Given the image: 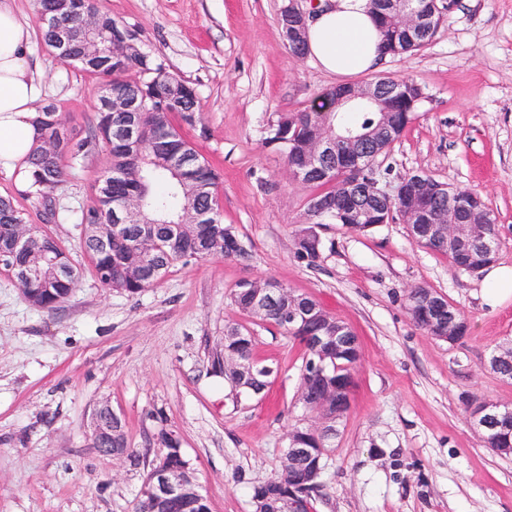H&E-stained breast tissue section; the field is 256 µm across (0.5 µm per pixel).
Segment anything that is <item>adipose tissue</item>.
Returning a JSON list of instances; mask_svg holds the SVG:
<instances>
[{"label": "adipose tissue", "mask_w": 512, "mask_h": 512, "mask_svg": "<svg viewBox=\"0 0 512 512\" xmlns=\"http://www.w3.org/2000/svg\"><path fill=\"white\" fill-rule=\"evenodd\" d=\"M32 30L13 0H0V167L19 169L40 144L36 107L45 95L30 57ZM307 53L325 72L378 71L385 58L369 0H316L307 26Z\"/></svg>", "instance_id": "1"}]
</instances>
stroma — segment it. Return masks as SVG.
<instances>
[{"mask_svg": "<svg viewBox=\"0 0 512 512\" xmlns=\"http://www.w3.org/2000/svg\"><path fill=\"white\" fill-rule=\"evenodd\" d=\"M288 1L96 0L196 88L200 121L186 136L219 171L224 221L251 258L176 265L131 298L100 287L69 220L52 230L82 274L60 308L29 305L0 274V512H133L147 470L92 447L90 415L102 403L123 417L131 447L159 455L160 426L174 431L211 512H252L237 475L275 477L305 410L300 346L230 303L244 279L316 298L360 341L314 512H512V455L485 447L466 409L475 400L512 406V380L489 367L512 343V298L487 305L482 278L417 245L399 221L369 233L333 226L314 266L294 255L310 189L289 180L267 129L280 113L318 107L340 79L289 51L278 27ZM31 52L46 101L85 137L98 78L62 63L40 37ZM381 73L425 92L383 160L392 177L422 171L479 192L500 225L497 262L512 267V0H458L424 47L387 59ZM106 164L99 147L71 170L58 209L90 206ZM414 286L463 311V346L411 321L403 298ZM232 323L248 324L259 356L280 367L263 399L230 403L211 373Z\"/></svg>", "mask_w": 512, "mask_h": 512, "instance_id": "stroma-1", "label": "stroma"}]
</instances>
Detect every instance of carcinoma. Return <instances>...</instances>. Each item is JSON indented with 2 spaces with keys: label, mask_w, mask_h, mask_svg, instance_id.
Wrapping results in <instances>:
<instances>
[{
  "label": "carcinoma",
  "mask_w": 512,
  "mask_h": 512,
  "mask_svg": "<svg viewBox=\"0 0 512 512\" xmlns=\"http://www.w3.org/2000/svg\"><path fill=\"white\" fill-rule=\"evenodd\" d=\"M392 0H370L379 36L382 54L394 57L413 53L437 33L447 15L457 7V0H416L419 7L433 16L434 26L427 36L408 37L384 26L381 10ZM93 18L100 32L95 49L96 63L85 59L83 48L75 43L69 52L61 54L54 47L57 26L75 27ZM38 23L42 41L65 64L101 79L97 98L110 89L115 98L139 101L136 120L141 128L139 141L132 145L121 139L116 130L129 120L127 112H110L96 104L95 124L89 135L75 139L73 130L57 121L58 108L48 103L38 109L37 124L41 131V145L28 159L27 196L35 206L44 210L55 222L68 216L56 207V196L64 188L67 169L83 163L89 149L103 145L108 154L107 164L95 183L94 202L77 217L80 224V247L91 262L93 275L101 287L128 297L146 291L164 277L178 262L202 260L209 257L245 262L249 252L235 229L224 223L218 204L219 173L199 152L196 145L182 133V127H194L200 112L198 94L194 86L172 73L157 57L142 52L131 38L128 46H116L112 33L121 29L106 12L99 11L93 0H38ZM374 84L400 86L402 95L394 103L392 112H376L359 108L342 112L336 106V90L321 94L319 107L309 112H285L269 125L266 143L286 154L288 166L301 167L311 143L322 135L340 129L371 131L385 120L400 136L414 119L416 104L423 98L422 87L413 80L379 78ZM390 168H381L374 161L357 175L359 185L389 179ZM304 185L314 189L305 210V221L295 239V255L312 265L320 258L322 231L330 224H338L361 233L373 231L383 222L406 221L409 212L426 210L434 221H458L456 231L460 247L450 252L436 243L423 242L436 252L444 254L456 267L465 262L483 268L490 261L479 254L476 238L498 245L500 227L496 216L480 196L459 189L448 197H421L407 187L404 195L391 204L377 203L369 207L376 212L354 216L359 204L358 189L345 183L328 186L321 181L317 170H312ZM131 200L139 205L130 219L116 225L112 216L127 208ZM27 224L24 213L13 199L0 196V252L7 255L17 287L23 289V298L52 310L71 295L79 271L61 242L44 228L33 229L24 243L17 239ZM49 253L58 259L59 268L49 267L40 277H27L25 270L32 255ZM280 289L274 300L263 303V310L252 312L254 282L243 280L231 293V302L245 315L268 323L297 340L304 347L300 366V401L312 413L322 415L323 427L318 430L307 422L294 425L287 436L283 468L288 479L278 475L261 483L237 476V482L248 485L254 512H286L288 488H294L300 498V508L310 512L320 489L324 459L331 451L329 443L336 424L334 403L321 402L322 394L336 382L334 375L346 376L354 370L359 357L336 352V341L329 340L315 347L313 336H330L336 326V316L314 298L297 294L287 286L273 282ZM432 290L417 287L408 292L405 309L417 326L439 339L441 325L431 319L428 296ZM295 308L310 314L303 323L289 324L284 312ZM323 365L332 374L324 380L317 373ZM261 366L255 357V336L244 325L231 324L224 329L223 349L212 360L213 373L224 379L227 399L238 402L243 392L261 394L269 384L274 369L257 370ZM493 372L512 380V348L498 355L491 364ZM92 415L112 421V435L92 437L95 448L112 449V457L133 466L147 465V474L135 504V512L150 506L153 498L150 487L158 466H163L175 478L193 473L179 441L162 430L158 441L164 447L158 459H147V454L128 447L125 421L116 413L95 408ZM486 447L512 448V443L501 439L492 428H480ZM158 512H208L205 497L172 498L158 508Z\"/></svg>",
  "instance_id": "1"
}]
</instances>
